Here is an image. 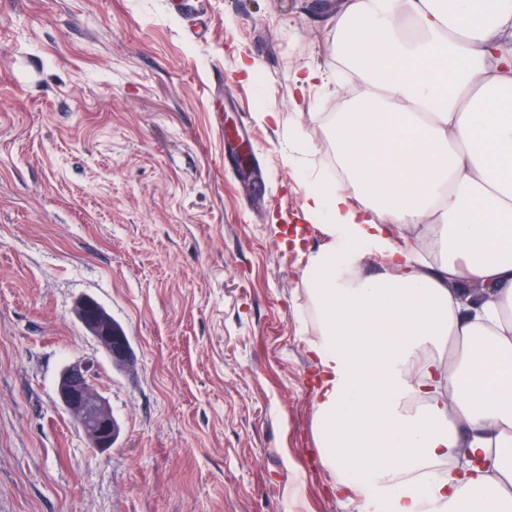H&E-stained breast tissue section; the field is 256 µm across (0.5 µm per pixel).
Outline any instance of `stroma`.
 I'll list each match as a JSON object with an SVG mask.
<instances>
[{
	"label": "stroma",
	"mask_w": 512,
	"mask_h": 512,
	"mask_svg": "<svg viewBox=\"0 0 512 512\" xmlns=\"http://www.w3.org/2000/svg\"><path fill=\"white\" fill-rule=\"evenodd\" d=\"M342 4L0 0V512H355L321 463L302 283L333 241L302 205L334 168L310 115L354 94ZM84 362L120 425L106 453L56 396ZM80 321L87 332L98 342L114 363H129L131 352L125 341L128 337L116 324L121 336L112 327V318L91 298H84L80 304Z\"/></svg>",
	"instance_id": "stroma-1"
}]
</instances>
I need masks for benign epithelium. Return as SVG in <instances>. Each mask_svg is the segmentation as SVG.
<instances>
[{
  "instance_id": "1",
  "label": "benign epithelium",
  "mask_w": 512,
  "mask_h": 512,
  "mask_svg": "<svg viewBox=\"0 0 512 512\" xmlns=\"http://www.w3.org/2000/svg\"><path fill=\"white\" fill-rule=\"evenodd\" d=\"M80 321L98 342L111 361L128 363L131 352L112 327V318L93 299L80 304ZM57 396L62 406L78 421L92 447L101 452L112 448L119 428L106 399L94 385L93 365L67 366L57 383Z\"/></svg>"
}]
</instances>
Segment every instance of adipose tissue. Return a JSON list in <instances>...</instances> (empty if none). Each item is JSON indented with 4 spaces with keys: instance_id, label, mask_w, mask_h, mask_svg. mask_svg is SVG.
Instances as JSON below:
<instances>
[{
    "instance_id": "1",
    "label": "adipose tissue",
    "mask_w": 512,
    "mask_h": 512,
    "mask_svg": "<svg viewBox=\"0 0 512 512\" xmlns=\"http://www.w3.org/2000/svg\"><path fill=\"white\" fill-rule=\"evenodd\" d=\"M331 23L360 86L302 206L340 239L304 281L322 462L358 512H512V0H344Z\"/></svg>"
}]
</instances>
